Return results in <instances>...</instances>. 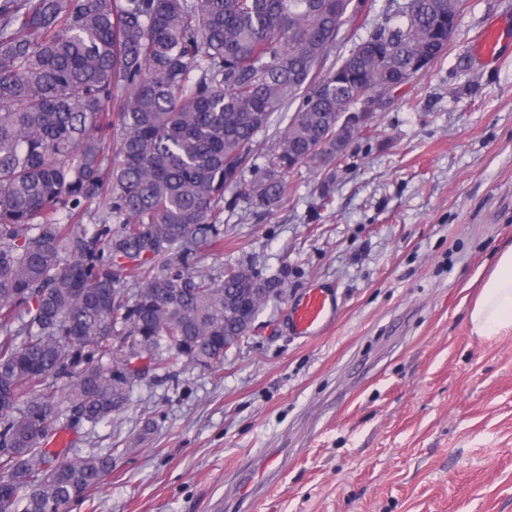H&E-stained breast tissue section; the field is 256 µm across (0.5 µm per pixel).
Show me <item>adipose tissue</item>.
I'll use <instances>...</instances> for the list:
<instances>
[{
    "mask_svg": "<svg viewBox=\"0 0 512 512\" xmlns=\"http://www.w3.org/2000/svg\"><path fill=\"white\" fill-rule=\"evenodd\" d=\"M474 334L493 336L512 330V246L503 250L470 310Z\"/></svg>",
    "mask_w": 512,
    "mask_h": 512,
    "instance_id": "1",
    "label": "adipose tissue"
}]
</instances>
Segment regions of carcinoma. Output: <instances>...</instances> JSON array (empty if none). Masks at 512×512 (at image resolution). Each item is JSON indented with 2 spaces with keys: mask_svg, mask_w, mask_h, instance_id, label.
<instances>
[{
  "mask_svg": "<svg viewBox=\"0 0 512 512\" xmlns=\"http://www.w3.org/2000/svg\"><path fill=\"white\" fill-rule=\"evenodd\" d=\"M371 0H0V512H67L112 469V452L46 448L65 418L112 420L133 391L112 383L127 346L153 341L144 374L224 363L230 302L250 266L222 278L189 261L217 249L225 192L271 214L286 176L335 174L343 113L411 57L445 50L429 32L461 0H401L326 67ZM298 104L260 164L258 138ZM98 223H83L90 211ZM164 258L172 267L157 271ZM142 286L129 292L120 272Z\"/></svg>",
  "mask_w": 512,
  "mask_h": 512,
  "instance_id": "carcinoma-1",
  "label": "carcinoma"
}]
</instances>
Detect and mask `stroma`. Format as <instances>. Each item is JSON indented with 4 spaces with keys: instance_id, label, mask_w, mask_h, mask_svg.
I'll return each instance as SVG.
<instances>
[{
    "instance_id": "1",
    "label": "stroma",
    "mask_w": 512,
    "mask_h": 512,
    "mask_svg": "<svg viewBox=\"0 0 512 512\" xmlns=\"http://www.w3.org/2000/svg\"><path fill=\"white\" fill-rule=\"evenodd\" d=\"M393 0L343 27L336 62ZM502 34L495 57L478 45ZM261 217L226 192L224 248L190 269L250 266L285 282L258 330L211 370L146 377L111 423L60 422L69 457L111 453L103 486L70 512H512V333L469 311L512 245V0H462L428 71L374 109L346 150L332 203L316 164ZM335 289L323 334L294 335L307 288ZM269 485L246 482L270 456Z\"/></svg>"
}]
</instances>
